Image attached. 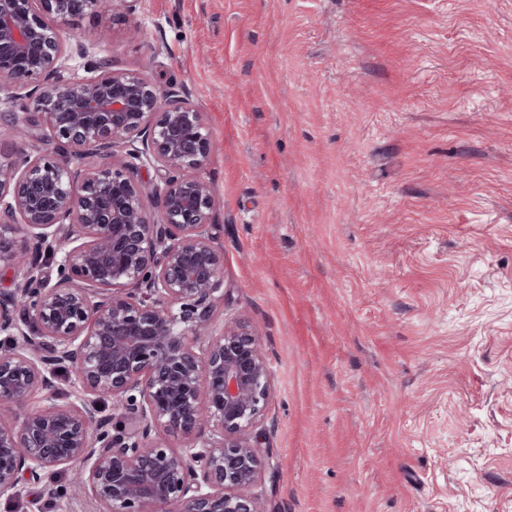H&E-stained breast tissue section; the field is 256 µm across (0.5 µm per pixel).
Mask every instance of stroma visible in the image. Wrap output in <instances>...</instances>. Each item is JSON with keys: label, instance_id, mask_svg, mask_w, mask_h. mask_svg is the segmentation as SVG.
Returning a JSON list of instances; mask_svg holds the SVG:
<instances>
[{"label": "stroma", "instance_id": "35a3bbf8", "mask_svg": "<svg viewBox=\"0 0 512 512\" xmlns=\"http://www.w3.org/2000/svg\"><path fill=\"white\" fill-rule=\"evenodd\" d=\"M57 27L205 114L224 311L275 373L263 512H512V0H129ZM16 93L5 163L37 146ZM36 507L96 512L65 472L0 497Z\"/></svg>", "mask_w": 512, "mask_h": 512}]
</instances>
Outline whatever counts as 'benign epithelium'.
Instances as JSON below:
<instances>
[{"label":"benign epithelium","mask_w":512,"mask_h":512,"mask_svg":"<svg viewBox=\"0 0 512 512\" xmlns=\"http://www.w3.org/2000/svg\"><path fill=\"white\" fill-rule=\"evenodd\" d=\"M104 6L112 0H0V86L22 90L14 122L48 131L40 154L0 162V262L17 279L0 294V335L14 343L0 351V496L70 470L99 512H262L250 488L275 380L249 322L215 320L224 248L199 175L210 132L173 85L102 63L93 77L66 75L91 45L67 47L51 20ZM118 150L120 168L83 163ZM143 168L158 179L140 180ZM19 227L25 251L13 248ZM62 369L81 386L76 401L58 402ZM38 390L43 406L4 419ZM118 419L132 432L112 433Z\"/></svg>","instance_id":"1"}]
</instances>
